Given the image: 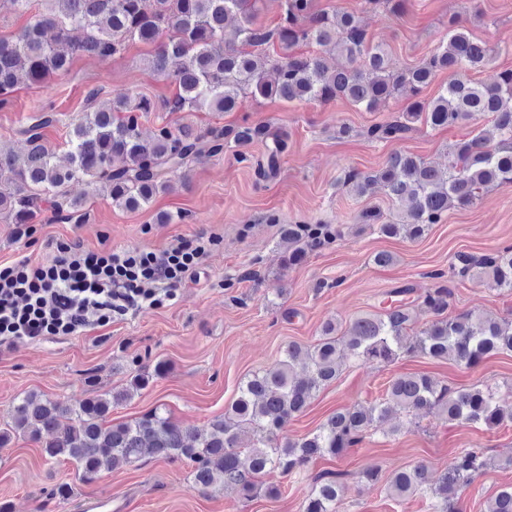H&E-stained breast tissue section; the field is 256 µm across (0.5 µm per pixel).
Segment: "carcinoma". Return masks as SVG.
<instances>
[{
    "instance_id": "obj_1",
    "label": "carcinoma",
    "mask_w": 512,
    "mask_h": 512,
    "mask_svg": "<svg viewBox=\"0 0 512 512\" xmlns=\"http://www.w3.org/2000/svg\"><path fill=\"white\" fill-rule=\"evenodd\" d=\"M47 11L12 40L0 39V108L21 84H41L51 75L69 71L75 55L99 58L121 54L128 42L154 46L148 68L176 88L167 102L170 112H236L244 99L329 103L343 98L369 112L379 110L402 93L411 103L401 116L377 123L366 135L375 140H401L421 123L435 130L462 126L478 116L492 118L494 132L458 141L439 170L424 159L395 153L378 170L351 171L343 185L360 197L380 191L400 206L397 221L378 225L389 237L414 241L453 208L473 205L492 182H512V70H504L491 84H475L466 72L487 65L493 49L463 27L448 33V41L421 64L396 69L385 49L371 43L360 20L352 13H328L315 0H278L273 24L258 21L260 0H45ZM239 18L238 38L224 41V22ZM80 31L82 39L71 40ZM336 51L348 66L333 71L324 55ZM451 79L432 99L421 93L437 73ZM153 111L146 97L115 92L85 114L69 134L68 164L54 161L43 144V120L28 129L29 148L22 156L0 149V218L9 224H31L49 203L66 220L83 216L87 197H71L67 187L86 183L93 195L105 194L112 204L138 211L151 206L160 193L173 189L171 176L224 144L242 148L237 160L256 167L267 179L277 171L286 139L264 126L244 123L198 132L192 126L167 125L145 139L140 119ZM255 141L265 144V159L243 151ZM288 264L300 262L307 251L343 237L332 224H288L282 231ZM452 273L462 279L488 280L512 291V245L484 257L455 256ZM436 285L418 297L420 306L435 319L413 332L414 304L405 299L413 288H394L395 299L380 311L354 319L343 336L329 328L310 347L288 346L274 367L253 373L239 386L238 396L224 418L203 431L183 428L157 411L131 422L105 424L112 405L130 392L148 386L154 372L137 371L129 387L94 397L77 408L43 399L35 393L15 406L12 425L0 430V447L11 435L22 434L40 444L48 460H69L83 477L92 479L103 467H131L144 452L164 459H185L194 466L195 485L235 488L248 500L255 479L268 468L298 475L326 455L336 457L383 431L389 413L435 409L448 421L484 425L489 429L512 419V407L497 394L477 386L452 390L424 375H399L387 387L383 402L357 404L330 416L319 429L301 439L283 435L288 422L304 412L320 389L336 381L348 358L372 364H391L418 354L450 359L471 369L489 354L512 352V321L463 312L444 313L452 291L440 282L443 273L431 274ZM306 374L300 376L296 366ZM64 416L73 423L59 427ZM255 432L252 444L242 449L240 431ZM484 458L470 448L459 449L448 469L437 479L423 464L394 471L388 482L393 498L420 493L432 512H459L461 488L478 477ZM340 473L315 478L302 512H336L341 492ZM487 512H512V485L499 489Z\"/></svg>"
}]
</instances>
